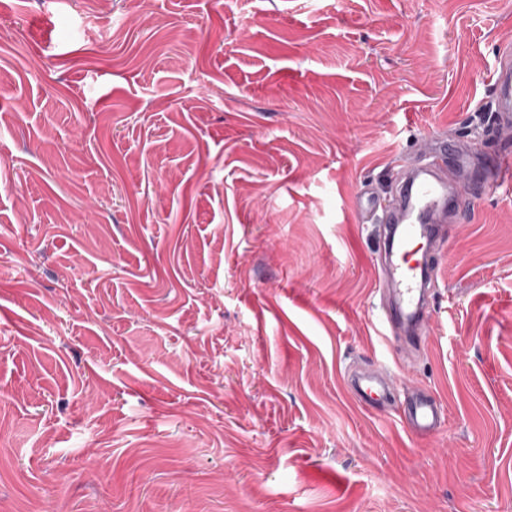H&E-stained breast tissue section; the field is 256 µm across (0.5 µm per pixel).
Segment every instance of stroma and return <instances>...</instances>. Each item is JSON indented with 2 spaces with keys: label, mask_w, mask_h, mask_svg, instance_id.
<instances>
[{
  "label": "stroma",
  "mask_w": 512,
  "mask_h": 512,
  "mask_svg": "<svg viewBox=\"0 0 512 512\" xmlns=\"http://www.w3.org/2000/svg\"><path fill=\"white\" fill-rule=\"evenodd\" d=\"M508 43L512 0H0V512H512V193L419 352L377 264L434 140L512 149ZM511 46L502 45L495 56L491 70V98L495 103L494 121L503 126L512 123V67ZM352 386L358 397L373 406H378L388 398L390 387L387 383L371 376L357 377ZM440 408L433 400L417 396L409 401L405 424L415 433H431L440 424Z\"/></svg>",
  "instance_id": "35a3bbf8"
}]
</instances>
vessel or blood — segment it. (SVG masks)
<instances>
[{
	"label": "vessel or blood",
	"mask_w": 512,
	"mask_h": 512,
	"mask_svg": "<svg viewBox=\"0 0 512 512\" xmlns=\"http://www.w3.org/2000/svg\"><path fill=\"white\" fill-rule=\"evenodd\" d=\"M491 98L495 104L497 124H512V46L499 48L491 70ZM438 153L446 152L444 142H437ZM454 178L438 175L432 165H411L400 188L397 205L385 217L386 238L381 281L394 296L385 307L382 323L390 332H402L408 344H416L419 326L428 314L429 297L436 288L432 267L427 266L425 254L434 240H446L450 235L442 218L459 214L466 188L473 174L494 188L511 183L507 171L512 168V154L503 153L486 158L474 165L465 152L447 154ZM358 397L373 406L387 399V383L371 376L358 377L352 382ZM441 420L440 408L433 400L418 396L408 404L405 424L415 433L433 432Z\"/></svg>",
	"instance_id": "b4317fda"
}]
</instances>
